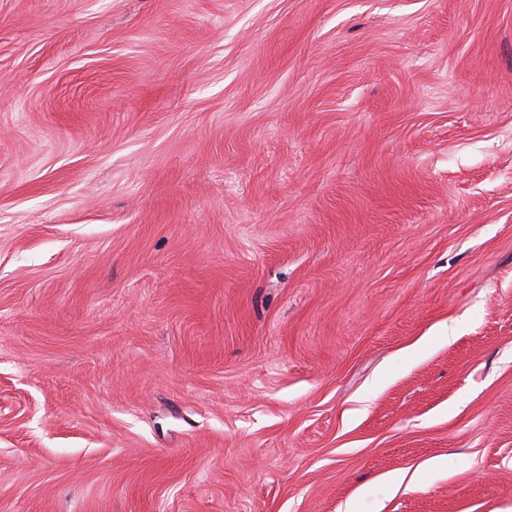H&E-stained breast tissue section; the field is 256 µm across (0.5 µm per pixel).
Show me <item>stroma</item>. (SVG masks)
Returning <instances> with one entry per match:
<instances>
[{
	"label": "stroma",
	"mask_w": 512,
	"mask_h": 512,
	"mask_svg": "<svg viewBox=\"0 0 512 512\" xmlns=\"http://www.w3.org/2000/svg\"><path fill=\"white\" fill-rule=\"evenodd\" d=\"M348 506L512 512V0H0V512ZM447 463L445 457L435 458L425 462L412 472H409V469L392 472L385 477V481L395 491L406 492L411 490L424 474L444 471L447 468Z\"/></svg>",
	"instance_id": "35a3bbf8"
}]
</instances>
